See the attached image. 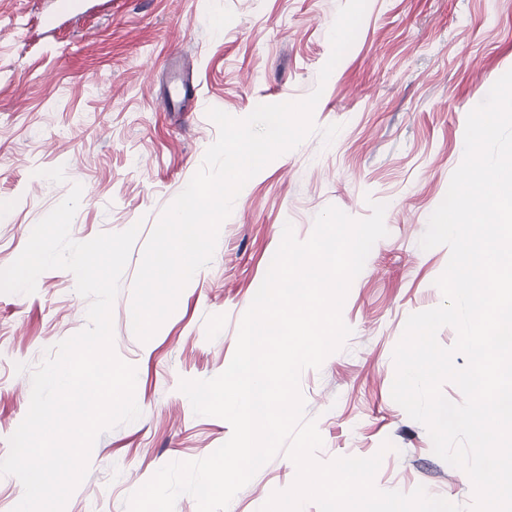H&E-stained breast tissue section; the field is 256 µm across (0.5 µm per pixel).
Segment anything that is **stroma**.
<instances>
[{"mask_svg": "<svg viewBox=\"0 0 512 512\" xmlns=\"http://www.w3.org/2000/svg\"><path fill=\"white\" fill-rule=\"evenodd\" d=\"M344 2L0 0V269L76 183L74 240L140 228L111 318L114 351L136 369L141 415L97 437L64 512H127L128 497L161 467L225 443L230 424L196 415L181 381L214 378L230 363L285 224L304 241L327 206L363 219L374 202L386 206L388 234L350 284L341 316L351 333L299 378L304 417L323 439L315 457L378 454L377 489L421 486L472 504L460 469L393 400V351L409 315L443 302L436 280L449 249L419 242L463 159L468 113L512 70V0H368L323 84L314 132L243 186L210 263L156 333L143 341L132 329L145 245L218 137L208 109L241 119L261 104L305 99ZM179 73L200 98L170 112ZM88 306L63 269L43 272L34 293H0V459L28 412L33 370L87 326ZM295 477L278 453L236 493L233 512H259Z\"/></svg>", "mask_w": 512, "mask_h": 512, "instance_id": "1", "label": "stroma"}]
</instances>
